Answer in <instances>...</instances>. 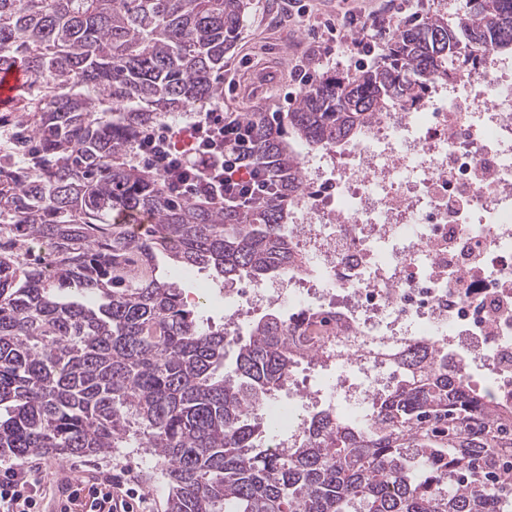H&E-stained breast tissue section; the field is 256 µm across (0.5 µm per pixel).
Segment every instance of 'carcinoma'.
Masks as SVG:
<instances>
[{"label": "carcinoma", "instance_id": "carcinoma-1", "mask_svg": "<svg viewBox=\"0 0 512 512\" xmlns=\"http://www.w3.org/2000/svg\"><path fill=\"white\" fill-rule=\"evenodd\" d=\"M248 8L0 0V71L26 74L0 113V459L133 445L161 460L167 512H512L503 411L448 349L410 346L369 423L322 412L279 453L251 408L294 367L283 318L229 338L157 263L168 254L226 284L288 272L296 146L347 143L434 77L512 53V0H464L451 22L397 29L380 63L323 76L284 125L246 113L275 178L249 209L175 199L133 161L137 134L224 98V56Z\"/></svg>", "mask_w": 512, "mask_h": 512}]
</instances>
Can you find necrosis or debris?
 Segmentation results:
<instances>
[{
    "instance_id": "4bbe7bcc",
    "label": "necrosis or debris",
    "mask_w": 512,
    "mask_h": 512,
    "mask_svg": "<svg viewBox=\"0 0 512 512\" xmlns=\"http://www.w3.org/2000/svg\"><path fill=\"white\" fill-rule=\"evenodd\" d=\"M302 167L288 226L299 264L224 290L227 334L269 311L321 330L320 363L293 337L297 374L253 408L264 445L293 447L324 410L365 421L413 343L487 368L512 409V61L490 51L464 79L434 78L412 108Z\"/></svg>"
}]
</instances>
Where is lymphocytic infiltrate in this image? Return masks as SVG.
I'll return each instance as SVG.
<instances>
[{"label":"lymphocytic infiltrate","mask_w":512,"mask_h":512,"mask_svg":"<svg viewBox=\"0 0 512 512\" xmlns=\"http://www.w3.org/2000/svg\"><path fill=\"white\" fill-rule=\"evenodd\" d=\"M383 12L352 13L342 24L318 19L303 0H286L289 19L315 29L318 56H326L342 42L368 55L374 43L368 30L386 31L410 11L413 0H386ZM191 134L189 150L177 147L174 131L160 124L142 131L134 154L163 182L174 198H190L212 204L247 209L268 192L271 176L255 162L243 117L225 111L217 102L187 115ZM47 485L41 464L0 463V512H37Z\"/></svg>","instance_id":"lymphocytic-infiltrate-1"}]
</instances>
